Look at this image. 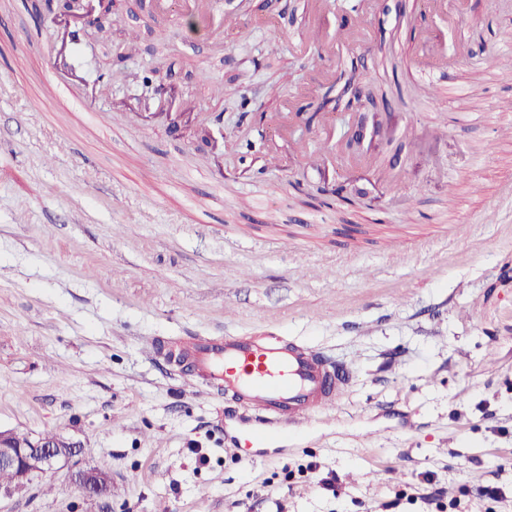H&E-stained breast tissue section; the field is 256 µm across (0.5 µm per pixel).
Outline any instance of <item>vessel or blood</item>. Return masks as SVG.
I'll list each match as a JSON object with an SVG mask.
<instances>
[{"label": "vessel or blood", "mask_w": 512, "mask_h": 512, "mask_svg": "<svg viewBox=\"0 0 512 512\" xmlns=\"http://www.w3.org/2000/svg\"><path fill=\"white\" fill-rule=\"evenodd\" d=\"M48 99L77 102L74 88L54 76L43 81ZM172 361L231 408L253 413L269 431H296L334 409L351 371L318 347L289 336L196 337L171 348Z\"/></svg>", "instance_id": "obj_1"}]
</instances>
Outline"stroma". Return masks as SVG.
<instances>
[{"instance_id":"35a3bbf8","label":"stroma","mask_w":512,"mask_h":512,"mask_svg":"<svg viewBox=\"0 0 512 512\" xmlns=\"http://www.w3.org/2000/svg\"><path fill=\"white\" fill-rule=\"evenodd\" d=\"M393 4L213 0L219 42L183 0H122L62 58L90 113L43 98L52 23L0 0V82L29 85L0 94V429L112 477L89 499L65 468L0 512H512V0ZM353 62L381 121L362 154L346 113L296 117ZM159 74L223 156L127 127ZM267 329L354 369L293 438L255 441L142 348Z\"/></svg>"}]
</instances>
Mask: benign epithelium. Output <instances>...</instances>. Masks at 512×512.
Here are the masks:
<instances>
[{"label":"benign epithelium","instance_id":"7a95c632","mask_svg":"<svg viewBox=\"0 0 512 512\" xmlns=\"http://www.w3.org/2000/svg\"><path fill=\"white\" fill-rule=\"evenodd\" d=\"M64 10L52 18L61 34L74 36L77 32L85 33L112 25L113 5L117 0H62ZM158 103L155 111L147 113L149 119L165 118L175 127L189 126L194 117L189 112L174 114L168 111V102L175 97L173 86L159 84L155 89ZM351 136L348 147L360 149L368 134V115L355 110L351 112ZM81 454V448L70 442L68 447L61 446V440H52V435L30 441L24 448H16L12 434L0 432V468H10L16 473L15 482L0 488V498L11 497L39 476L56 472L71 465L73 459ZM71 479L88 497H103L108 494L109 486L90 468L71 471Z\"/></svg>","mask_w":512,"mask_h":512}]
</instances>
